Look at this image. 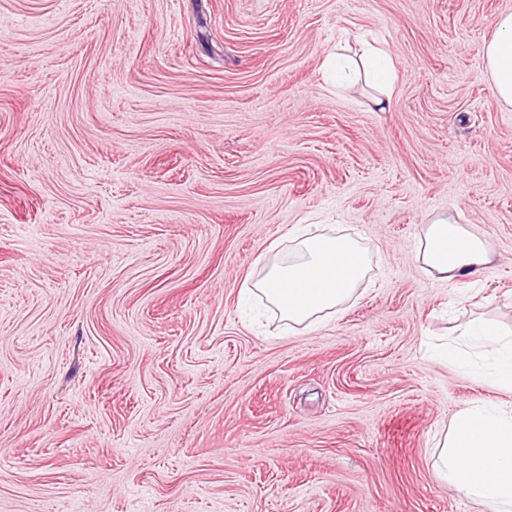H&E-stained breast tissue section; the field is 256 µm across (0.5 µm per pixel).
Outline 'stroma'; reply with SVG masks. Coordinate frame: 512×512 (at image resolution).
I'll return each mask as SVG.
<instances>
[{
  "mask_svg": "<svg viewBox=\"0 0 512 512\" xmlns=\"http://www.w3.org/2000/svg\"><path fill=\"white\" fill-rule=\"evenodd\" d=\"M512 0H0V512H485L453 415L512 409L437 350L512 328ZM395 80L337 89L327 51ZM452 216L495 255L441 281ZM369 271L311 327L247 293L296 230ZM482 55L498 104L512 107V11L500 13L493 33L482 46ZM360 62L366 79L373 85L387 88L392 83V68L389 52L380 46L366 43ZM491 253L488 241L463 224L452 218H437L425 224L417 258L429 273L452 281L482 271Z\"/></svg>",
  "mask_w": 512,
  "mask_h": 512,
  "instance_id": "stroma-1",
  "label": "stroma"
}]
</instances>
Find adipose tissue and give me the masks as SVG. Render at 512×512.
<instances>
[{"mask_svg": "<svg viewBox=\"0 0 512 512\" xmlns=\"http://www.w3.org/2000/svg\"><path fill=\"white\" fill-rule=\"evenodd\" d=\"M482 55L496 101L512 107V11L496 17ZM323 66L342 83L360 72L373 85L386 88L392 83L388 51L369 43L360 60L331 53ZM298 246L296 260L272 266L256 287L284 319L313 324L361 285L368 272L367 259L354 239L322 232L314 224L301 228ZM491 253L483 237L454 219L437 218L425 225L417 257L429 273L451 281L482 271ZM448 359L512 391V337L491 324H474L461 343L449 347ZM438 475L468 499L487 505L490 512H512V411L477 404L457 411L440 446Z\"/></svg>", "mask_w": 512, "mask_h": 512, "instance_id": "ef3b65f1", "label": "adipose tissue"}]
</instances>
